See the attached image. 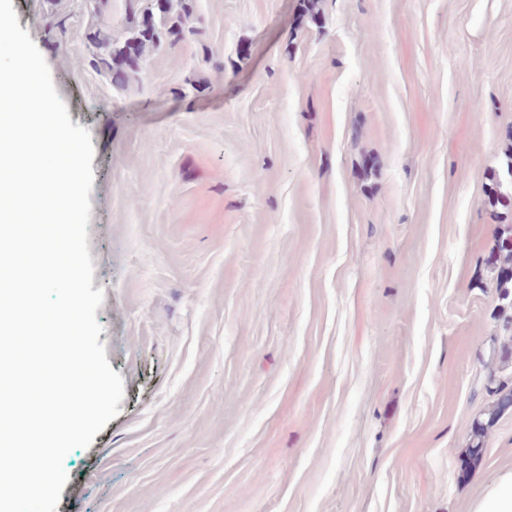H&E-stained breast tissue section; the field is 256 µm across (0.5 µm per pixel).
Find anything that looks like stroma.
Instances as JSON below:
<instances>
[{"label":"stroma","instance_id":"35a3bbf8","mask_svg":"<svg viewBox=\"0 0 512 512\" xmlns=\"http://www.w3.org/2000/svg\"><path fill=\"white\" fill-rule=\"evenodd\" d=\"M314 2L190 0L119 88L87 36L127 0H12L91 134L124 383L56 512H471L512 469V411L461 469L512 388V0ZM497 254L494 266L497 270V288L502 300L511 302L512 289V236L511 228L505 229L497 240ZM495 392L498 397L487 410V421H477L470 430L471 448L469 457L473 462L478 461L481 456L488 424L495 420L502 413L512 409V389L506 390V387L502 386L497 388Z\"/></svg>","mask_w":512,"mask_h":512}]
</instances>
